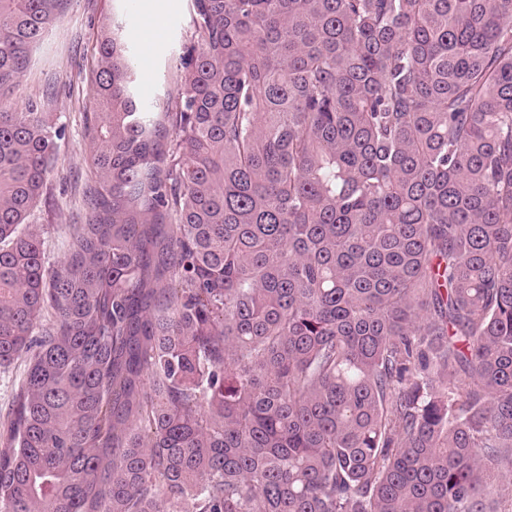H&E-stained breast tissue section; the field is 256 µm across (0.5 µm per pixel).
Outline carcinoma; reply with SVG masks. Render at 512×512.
<instances>
[{"instance_id": "obj_1", "label": "carcinoma", "mask_w": 512, "mask_h": 512, "mask_svg": "<svg viewBox=\"0 0 512 512\" xmlns=\"http://www.w3.org/2000/svg\"><path fill=\"white\" fill-rule=\"evenodd\" d=\"M67 0H0V97ZM146 109L96 40L63 264L61 130L0 112V512L512 503V0H190ZM25 370L24 359L15 361L7 368H0V432L6 420V414L15 387L22 381Z\"/></svg>"}]
</instances>
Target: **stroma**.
<instances>
[{"label":"stroma","mask_w":512,"mask_h":512,"mask_svg":"<svg viewBox=\"0 0 512 512\" xmlns=\"http://www.w3.org/2000/svg\"><path fill=\"white\" fill-rule=\"evenodd\" d=\"M109 14L119 17L124 26L141 75L137 87L141 102L149 105L178 93L172 73L190 28L189 0H68L61 22L45 33L7 101L16 112L36 104L65 129L48 177V195L31 218V229L39 235L52 267L65 259L74 228L84 221L82 190L93 176V144L85 132L90 75L98 25ZM155 14L161 23L153 29L149 19Z\"/></svg>","instance_id":"obj_1"}]
</instances>
